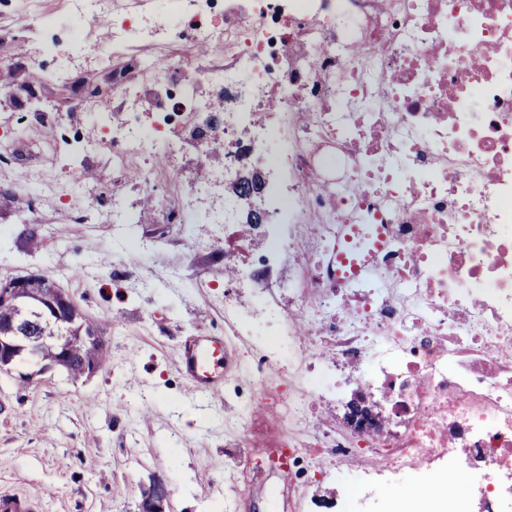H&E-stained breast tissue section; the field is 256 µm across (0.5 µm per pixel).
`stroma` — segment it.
<instances>
[{"instance_id":"1","label":"stroma","mask_w":512,"mask_h":512,"mask_svg":"<svg viewBox=\"0 0 512 512\" xmlns=\"http://www.w3.org/2000/svg\"><path fill=\"white\" fill-rule=\"evenodd\" d=\"M33 44L25 29L0 40V74L11 104L0 105V137L14 141L11 165L0 166V277L37 273L67 290L104 336L107 360L77 379L57 370L30 384L0 373V489L54 488L43 512H139L141 492L161 481L170 512H226L242 481L237 425L224 402L238 383L227 375L219 394L192 392L180 369L183 343L197 332H224L222 241L196 250L164 206L219 166V158L180 159L171 179L148 198L128 196L137 215L124 229L80 224L71 205L112 202V164L82 156L77 168L50 164V139L96 138L84 114L62 113L44 127L20 102L35 80L25 63ZM41 201L18 217L28 196ZM151 249L129 261L138 241ZM141 285L126 287L128 277ZM210 287H199V279Z\"/></svg>"}]
</instances>
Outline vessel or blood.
<instances>
[{
	"instance_id": "obj_1",
	"label": "vessel or blood",
	"mask_w": 512,
	"mask_h": 512,
	"mask_svg": "<svg viewBox=\"0 0 512 512\" xmlns=\"http://www.w3.org/2000/svg\"><path fill=\"white\" fill-rule=\"evenodd\" d=\"M180 365L193 391H219L229 365L223 338L205 333L192 337L184 346ZM44 497L41 491L0 493V512H42Z\"/></svg>"
}]
</instances>
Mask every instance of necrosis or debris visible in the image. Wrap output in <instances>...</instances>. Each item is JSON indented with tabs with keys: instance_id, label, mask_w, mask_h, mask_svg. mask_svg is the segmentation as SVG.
<instances>
[{
	"instance_id": "necrosis-or-debris-1",
	"label": "necrosis or debris",
	"mask_w": 512,
	"mask_h": 512,
	"mask_svg": "<svg viewBox=\"0 0 512 512\" xmlns=\"http://www.w3.org/2000/svg\"><path fill=\"white\" fill-rule=\"evenodd\" d=\"M17 3L27 29L67 33L24 109L55 122L43 87L68 85L102 131L89 150L112 147V208L80 220L132 223L129 172L173 173L186 136L213 154L194 131L230 92L233 155L165 221L224 240V285L246 297L225 299L224 332L251 339L233 415L249 448L277 420L252 469L287 477L284 512H376L399 480L391 512H512V0ZM98 18L111 49L96 54ZM188 29L217 54L194 56ZM89 55L114 97L85 95ZM257 164L275 223H246L234 197L208 205ZM340 252L371 256V274L337 277ZM282 364L287 384L269 382ZM342 468L360 483L312 494Z\"/></svg>"
}]
</instances>
